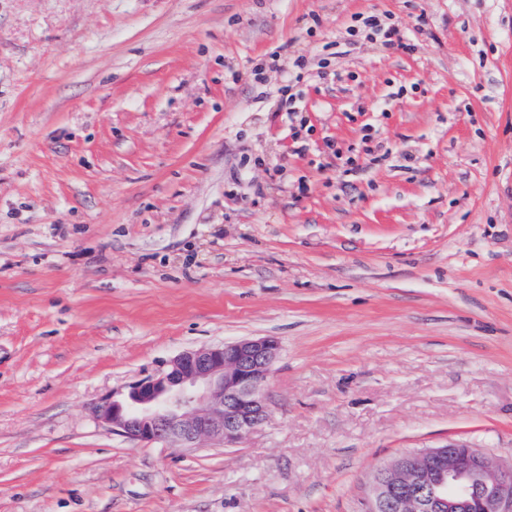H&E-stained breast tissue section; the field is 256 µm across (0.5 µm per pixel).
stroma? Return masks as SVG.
Returning <instances> with one entry per match:
<instances>
[{
	"instance_id": "stroma-1",
	"label": "stroma",
	"mask_w": 512,
	"mask_h": 512,
	"mask_svg": "<svg viewBox=\"0 0 512 512\" xmlns=\"http://www.w3.org/2000/svg\"><path fill=\"white\" fill-rule=\"evenodd\" d=\"M251 336L235 447L95 419ZM450 444L512 462V0H0V512H367ZM359 27L380 38L382 45L387 48L409 50L410 45L406 43L401 30L395 24L382 23L377 16L358 15Z\"/></svg>"
}]
</instances>
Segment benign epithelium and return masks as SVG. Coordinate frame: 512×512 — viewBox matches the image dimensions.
Wrapping results in <instances>:
<instances>
[{
    "instance_id": "obj_1",
    "label": "benign epithelium",
    "mask_w": 512,
    "mask_h": 512,
    "mask_svg": "<svg viewBox=\"0 0 512 512\" xmlns=\"http://www.w3.org/2000/svg\"><path fill=\"white\" fill-rule=\"evenodd\" d=\"M279 350L277 340L258 337L182 353L123 399L98 402L94 414L133 440L231 448L266 418ZM368 500L369 512H512V464L466 446L422 450L378 469Z\"/></svg>"
}]
</instances>
